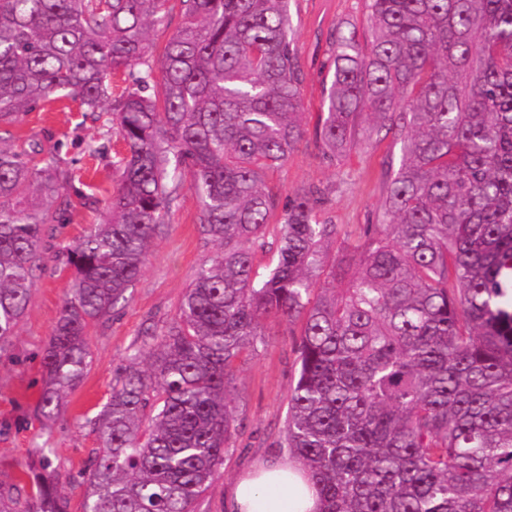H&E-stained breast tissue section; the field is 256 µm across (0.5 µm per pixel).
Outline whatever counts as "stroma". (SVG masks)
Instances as JSON below:
<instances>
[{"instance_id": "35a3bbf8", "label": "stroma", "mask_w": 512, "mask_h": 512, "mask_svg": "<svg viewBox=\"0 0 512 512\" xmlns=\"http://www.w3.org/2000/svg\"><path fill=\"white\" fill-rule=\"evenodd\" d=\"M369 0H291L294 46L310 73L304 88L305 137L299 149L265 184L277 198L308 185L331 186L329 215L350 240H357L364 224L379 207L384 192L382 161L399 153L391 140L351 151L336 165L326 163L316 144L320 121L322 84L316 71L324 57L320 35L343 23L365 30ZM111 113L92 116L70 102H55L28 113L0 146L16 147L37 139L51 148L62 166L70 169L76 186H88L93 201L73 198L64 222L55 224L49 240L51 255L58 256L77 241L90 225L101 223L116 188L112 167L114 152L122 143L109 134ZM99 154H89V146ZM199 206L191 192H184L173 207L167 235L148 250L145 267L129 288L128 303L105 322L89 329L92 364L70 395L59 417L42 426L34 416L43 384L41 358L60 314L67 273L47 270L35 281L28 308L15 336L0 344V484L15 483L23 466L47 450L60 476L59 487L72 512H81L87 484L83 465L96 446L85 418L94 417L112 393V372L130 345L151 324H165L175 317L182 296L199 267L215 252L198 223ZM258 349L237 362L234 391L239 430L224 453V463L197 504L198 512H225L224 493L235 478L256 460L288 456L284 430L288 395L296 374L295 342L298 325L269 319Z\"/></svg>"}]
</instances>
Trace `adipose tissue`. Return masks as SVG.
<instances>
[{
    "label": "adipose tissue",
    "mask_w": 512,
    "mask_h": 512,
    "mask_svg": "<svg viewBox=\"0 0 512 512\" xmlns=\"http://www.w3.org/2000/svg\"><path fill=\"white\" fill-rule=\"evenodd\" d=\"M320 508L318 491L297 460L258 461L227 492L228 512H319Z\"/></svg>",
    "instance_id": "obj_1"
}]
</instances>
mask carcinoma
I'll use <instances>...</instances> for the list:
<instances>
[{
    "label": "carcinoma",
    "instance_id": "cac0c4a2",
    "mask_svg": "<svg viewBox=\"0 0 512 512\" xmlns=\"http://www.w3.org/2000/svg\"><path fill=\"white\" fill-rule=\"evenodd\" d=\"M175 10L154 63L148 31ZM366 27L333 26L319 66L323 160L382 133L400 145L351 245L323 217L330 190L282 204L265 187L305 135L288 0H0V126L68 99L112 113L125 147L104 222L64 255L38 415L58 417L83 379L88 327L127 301L187 174L216 245L87 420L82 512H196L239 427L235 363L270 317L301 322L284 440L321 512H512V0H370ZM43 152L0 148V341L47 267L48 224L84 196L56 157L37 167ZM58 482L27 467L0 485V512H70Z\"/></svg>",
    "mask_w": 512,
    "mask_h": 512
}]
</instances>
